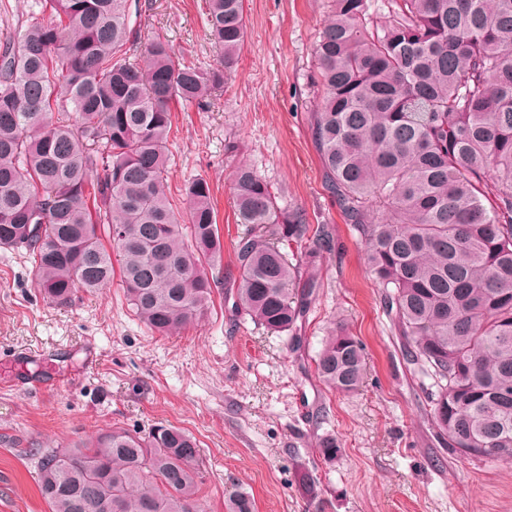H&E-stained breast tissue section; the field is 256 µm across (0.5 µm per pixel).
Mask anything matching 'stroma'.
<instances>
[{
  "label": "stroma",
  "instance_id": "obj_1",
  "mask_svg": "<svg viewBox=\"0 0 512 512\" xmlns=\"http://www.w3.org/2000/svg\"><path fill=\"white\" fill-rule=\"evenodd\" d=\"M142 39L166 37L175 54L205 64L204 0H151ZM328 0H245L247 41L206 109L173 104L171 196L209 179L224 240L244 232L231 172L244 162L333 228L316 270L320 288L299 347L283 333L238 320L215 288L207 315L172 336L134 316L119 283L46 302L22 249L0 248V512H50L35 482L43 448H71L120 427L148 435L160 424L191 433L203 450L201 508L225 512L246 491L255 512H512V462L461 457L428 421L431 379L415 375L369 273L359 235L327 191L310 131L321 93L310 80ZM236 141L237 154L224 151ZM359 338L365 375L353 392L329 390L313 359L334 328ZM335 439L333 461L318 453ZM318 479L316 497L300 480Z\"/></svg>",
  "mask_w": 512,
  "mask_h": 512
}]
</instances>
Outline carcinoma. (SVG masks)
Listing matches in <instances>:
<instances>
[{"mask_svg":"<svg viewBox=\"0 0 512 512\" xmlns=\"http://www.w3.org/2000/svg\"><path fill=\"white\" fill-rule=\"evenodd\" d=\"M35 6L0 43V248L28 252L53 305L108 287L116 255L156 334L201 319L218 287L242 317L296 333L330 225L280 207L237 165L234 275L209 180L188 181L184 211L167 194L171 104L203 109L224 87L247 38L244 0H205L215 66L159 36L133 55L140 0ZM313 55L326 185L409 361L433 380L426 415L461 456L512 462V0H330ZM314 363L328 388L352 392L362 345L339 330ZM202 454L171 425L116 427L38 451L37 484L52 512H200ZM225 508L253 503L236 489Z\"/></svg>","mask_w":512,"mask_h":512,"instance_id":"1","label":"carcinoma"}]
</instances>
